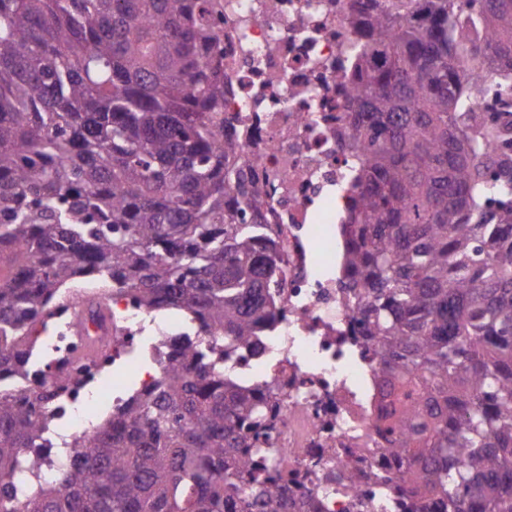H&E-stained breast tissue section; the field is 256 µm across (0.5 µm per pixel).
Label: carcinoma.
I'll return each instance as SVG.
<instances>
[{
    "mask_svg": "<svg viewBox=\"0 0 512 512\" xmlns=\"http://www.w3.org/2000/svg\"><path fill=\"white\" fill-rule=\"evenodd\" d=\"M351 0L359 50L336 138L360 150L343 269L377 342L406 493L448 512H512V150L469 111L502 75L512 0ZM218 0H0V512H289L245 427L255 389L224 359L271 332L284 261L224 132ZM95 312L99 284L177 310L162 372L66 449L65 367L40 331ZM253 484L238 506L240 482Z\"/></svg>",
    "mask_w": 512,
    "mask_h": 512,
    "instance_id": "carcinoma-1",
    "label": "carcinoma"
}]
</instances>
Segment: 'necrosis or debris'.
<instances>
[{"label":"necrosis or debris","instance_id":"4bbe7bcc","mask_svg":"<svg viewBox=\"0 0 512 512\" xmlns=\"http://www.w3.org/2000/svg\"><path fill=\"white\" fill-rule=\"evenodd\" d=\"M224 114L245 170L280 233L287 266L279 321L229 374L255 388L266 416L253 452L288 490L290 512H447L437 496L402 495L390 453L374 341L360 333L340 264V218L355 159L336 138L355 54L349 0H223ZM111 356L87 365L57 426L91 437L80 417L105 375L143 348L146 313L112 299Z\"/></svg>","mask_w":512,"mask_h":512}]
</instances>
